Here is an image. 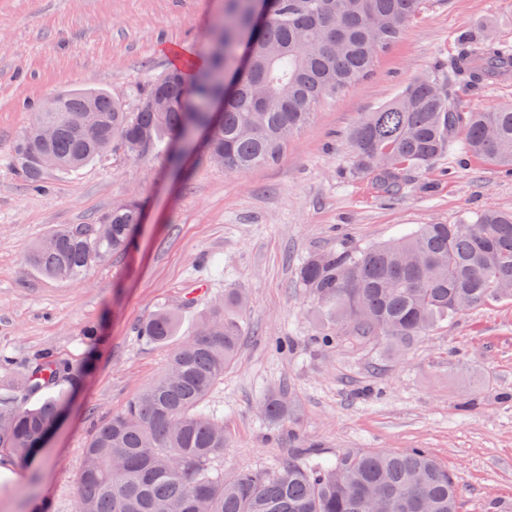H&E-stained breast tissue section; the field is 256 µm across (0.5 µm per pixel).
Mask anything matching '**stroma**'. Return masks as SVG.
I'll return each mask as SVG.
<instances>
[{
	"label": "stroma",
	"instance_id": "1",
	"mask_svg": "<svg viewBox=\"0 0 512 512\" xmlns=\"http://www.w3.org/2000/svg\"><path fill=\"white\" fill-rule=\"evenodd\" d=\"M224 0H0V406L32 400L16 387L40 355L86 368L65 415L36 458L0 457V512H75L83 450L95 428L159 376L169 347L144 343L138 325L180 309V339L200 309L231 290L247 295L249 334L210 397L230 439L224 473L270 474L314 449L422 448L447 465L460 512H512V300L466 312L413 340L404 356L349 340L325 347L315 301L299 279L316 253L387 242L422 224H453L488 207L512 210V171L454 144L429 170H408L394 195L350 175L349 134L363 113L411 81L444 73L459 35L494 26L512 46V0H423L369 76L321 102L279 160L247 173L207 163L203 140L179 163L121 155L53 172L36 189L11 151L41 103L61 91L103 89L132 104L135 89L209 54ZM136 199V244L78 281L43 276L29 248L62 224H86ZM220 260L215 276L211 260ZM204 294L187 304L188 295ZM94 329L95 344L84 341ZM287 350L273 346L275 339ZM287 391L292 410L270 425L260 401Z\"/></svg>",
	"mask_w": 512,
	"mask_h": 512
}]
</instances>
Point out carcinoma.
<instances>
[{"mask_svg":"<svg viewBox=\"0 0 512 512\" xmlns=\"http://www.w3.org/2000/svg\"><path fill=\"white\" fill-rule=\"evenodd\" d=\"M423 0H274L269 19L239 66L251 0H224L208 66L187 87L168 72L134 91L135 107L102 90L58 94L54 112L39 109L13 148L15 171L41 187L68 171L123 154L142 159L177 136L206 126L204 156L236 173L276 162L316 105L355 87L416 17ZM512 78V47L492 32L458 41L445 76L423 75L391 102L367 112L350 133L352 175L377 192L400 191L404 172L425 170L456 138L495 165L512 169V104L463 112L452 89L479 90ZM141 204L129 202L88 224H64L34 245L27 260L39 273L77 280L130 247ZM299 278L316 301L329 346L345 336L381 350L404 351L439 324L491 302L512 299V211L488 209L454 224H422L409 235L359 250L310 257ZM240 292L201 315L198 333L181 342L179 313L158 308L138 334L171 343L167 368L95 430L84 451L76 512H458L461 489L421 448L346 451L333 461L308 452L279 473L242 470L224 478V422L209 405L235 360L246 325ZM79 366L43 357L17 381L37 398L31 407H0V454L26 460L67 402L58 383L76 386ZM264 417H288L284 390L268 392Z\"/></svg>","mask_w":512,"mask_h":512,"instance_id":"obj_1","label":"carcinoma"}]
</instances>
